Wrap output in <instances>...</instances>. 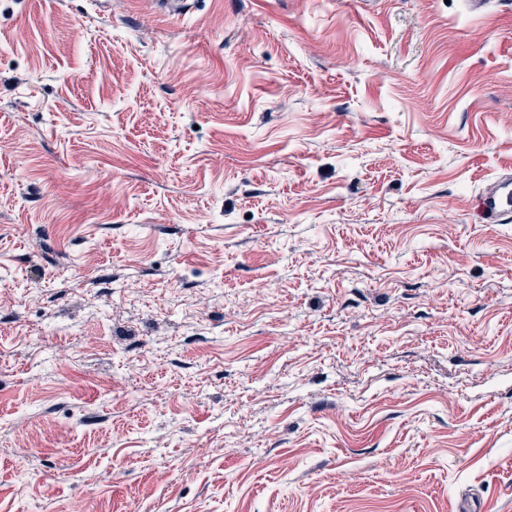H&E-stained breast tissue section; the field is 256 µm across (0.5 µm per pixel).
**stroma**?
I'll return each mask as SVG.
<instances>
[{
    "label": "stroma",
    "instance_id": "35a3bbf8",
    "mask_svg": "<svg viewBox=\"0 0 512 512\" xmlns=\"http://www.w3.org/2000/svg\"><path fill=\"white\" fill-rule=\"evenodd\" d=\"M512 0H0V512H512ZM484 219L491 224H505L512 217V176L500 174L477 197Z\"/></svg>",
    "mask_w": 512,
    "mask_h": 512
}]
</instances>
